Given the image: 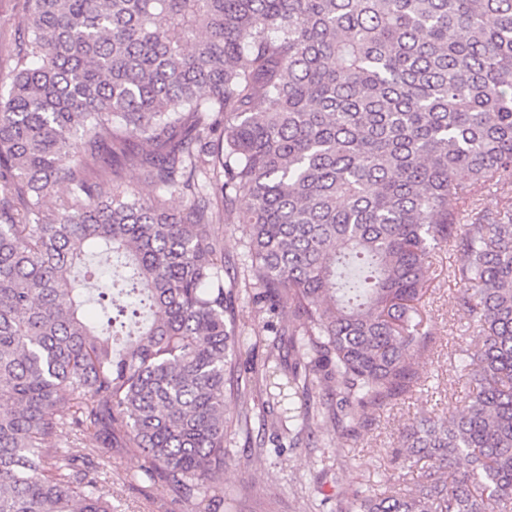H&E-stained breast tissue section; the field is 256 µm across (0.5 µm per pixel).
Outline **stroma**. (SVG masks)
Returning <instances> with one entry per match:
<instances>
[{
    "label": "stroma",
    "mask_w": 512,
    "mask_h": 512,
    "mask_svg": "<svg viewBox=\"0 0 512 512\" xmlns=\"http://www.w3.org/2000/svg\"><path fill=\"white\" fill-rule=\"evenodd\" d=\"M459 258L451 245L434 252L425 310L432 336L427 349L413 357L420 377L417 388L391 405L369 411L352 435L325 424L312 447L303 443L275 452V427L258 421L251 436L229 434L223 481L225 487L242 491V512H336L342 489L383 488L392 472V450L415 417L454 412L472 387L460 361L472 331L458 305ZM140 464L129 449H113L101 463V494L111 501L114 512H173L163 483L133 481Z\"/></svg>",
    "instance_id": "obj_1"
}]
</instances>
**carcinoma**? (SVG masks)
<instances>
[{
    "instance_id": "carcinoma-1",
    "label": "carcinoma",
    "mask_w": 512,
    "mask_h": 512,
    "mask_svg": "<svg viewBox=\"0 0 512 512\" xmlns=\"http://www.w3.org/2000/svg\"><path fill=\"white\" fill-rule=\"evenodd\" d=\"M0 80V512H112L114 448L184 512L234 507L229 429L270 416L293 446L418 383L448 241L472 391L348 512H512V198L484 205L512 193V0H23ZM239 202L253 300L288 309L262 341L210 234ZM66 426L98 447L57 448Z\"/></svg>"
}]
</instances>
